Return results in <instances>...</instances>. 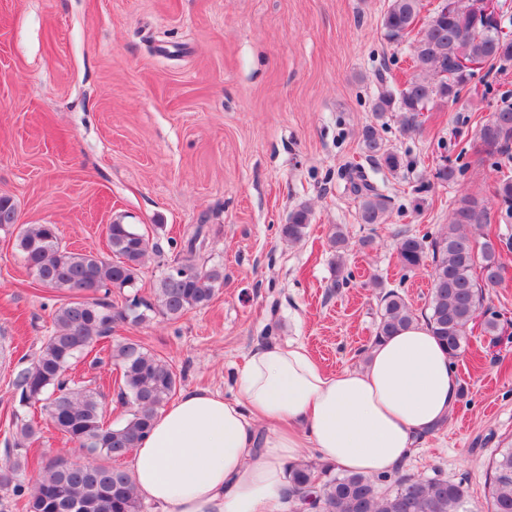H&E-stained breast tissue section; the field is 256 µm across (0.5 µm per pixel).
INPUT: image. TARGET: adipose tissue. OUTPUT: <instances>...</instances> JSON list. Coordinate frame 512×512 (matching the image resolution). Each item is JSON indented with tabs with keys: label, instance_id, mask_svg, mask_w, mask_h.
Instances as JSON below:
<instances>
[{
	"label": "adipose tissue",
	"instance_id": "adipose-tissue-1",
	"mask_svg": "<svg viewBox=\"0 0 512 512\" xmlns=\"http://www.w3.org/2000/svg\"><path fill=\"white\" fill-rule=\"evenodd\" d=\"M234 398L185 393L136 448L140 498L161 512H291L286 463L300 449L366 475L404 464L458 403L459 376L413 322L375 344L359 370L325 372L301 344L255 349Z\"/></svg>",
	"mask_w": 512,
	"mask_h": 512
}]
</instances>
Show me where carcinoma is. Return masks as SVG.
Returning <instances> with one entry per match:
<instances>
[{
	"label": "carcinoma",
	"instance_id": "cac0c4a2",
	"mask_svg": "<svg viewBox=\"0 0 512 512\" xmlns=\"http://www.w3.org/2000/svg\"><path fill=\"white\" fill-rule=\"evenodd\" d=\"M480 0H458L456 13L438 8L419 22L421 0H391L382 19L385 38L393 44L411 39L414 70L401 89L394 92L379 77L380 89L373 112L376 119L397 110L403 113L402 130H420L421 110L438 102H456L470 77L454 70L455 59L468 55L493 65L512 60V42L497 38L496 27L473 25ZM502 106L480 124L474 134L476 147L488 156L512 146V90L499 92ZM362 149L395 171L401 162L385 148L373 125L362 131ZM349 189L359 199L363 224H381L389 209V196L358 166L347 174ZM493 198L512 214V177L496 182ZM448 224L432 236L409 231L397 234L395 249L401 265L413 271L430 266L431 296L425 320L431 332L458 358L467 336L480 327L484 336H500L504 330L501 314L491 312L476 322L483 302V290L502 281L501 238L483 234L478 241L466 229L489 223V201L473 194L455 200ZM17 209L12 198L0 195V228L13 227ZM311 223V209L301 204L281 225L280 235L290 242L302 240ZM18 226V225H16ZM110 253L75 251L62 243L53 224H21L16 247L27 270L43 285L71 294L52 316V332L30 362L13 379L17 406L16 447L31 440L36 430L27 419L34 406L44 411L50 424L84 450L102 460L116 461L139 447L149 433L154 417L178 384L173 366L146 349L141 341L127 336L112 345L100 342L112 335L115 325L144 324L156 317L177 320L186 312L207 305L216 285L224 281L220 269L205 264L201 254L203 225H197L180 240L177 258L166 267L151 300L125 291L136 288L149 254L160 253L149 245L146 235L133 224L114 221L106 229ZM104 292V297L97 296ZM117 292L124 301L116 305L107 295ZM415 315L404 297L392 290L382 299L374 341L407 328ZM109 353L120 371V398L131 406L121 424L104 420L102 387L79 385L67 371L80 357L96 347ZM21 455L0 468V487H12L24 495L17 482ZM27 495V512H144L128 470L101 463H80L62 457L41 462ZM288 496H315V512H470L466 490L445 477H403L383 490L369 475L336 472L330 465L292 463L288 465ZM489 512H512V447L503 448L492 461L489 476Z\"/></svg>",
	"mask_w": 512,
	"mask_h": 512
}]
</instances>
